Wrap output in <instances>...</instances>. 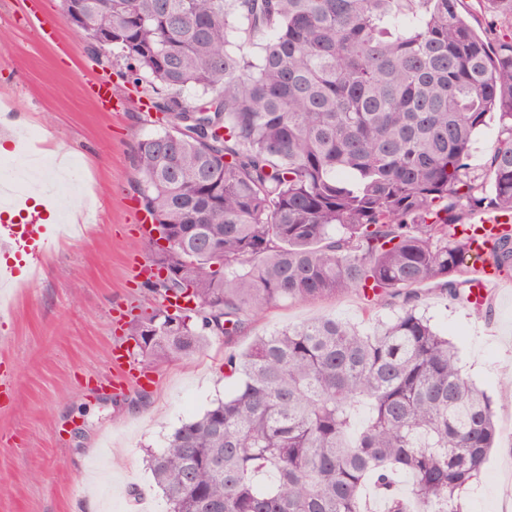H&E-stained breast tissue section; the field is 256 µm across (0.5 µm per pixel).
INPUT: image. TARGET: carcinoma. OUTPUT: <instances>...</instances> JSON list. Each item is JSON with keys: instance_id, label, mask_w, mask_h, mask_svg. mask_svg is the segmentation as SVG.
I'll return each instance as SVG.
<instances>
[{"instance_id": "obj_1", "label": "carcinoma", "mask_w": 512, "mask_h": 512, "mask_svg": "<svg viewBox=\"0 0 512 512\" xmlns=\"http://www.w3.org/2000/svg\"><path fill=\"white\" fill-rule=\"evenodd\" d=\"M458 2L85 0L89 38L112 34L162 114L135 146L138 202L169 240L152 258L168 277L145 286L189 306L133 317L142 362L229 343L280 301L399 300L365 333L321 317L229 353L232 394L146 450L168 512H460L499 434L417 287H471L461 229L512 214V0H483L481 35ZM187 86L204 101L168 94ZM483 261L512 271V230ZM499 124L496 118L488 121L475 136L471 144V153L469 163L471 165L472 175H481L488 163L490 150L499 137Z\"/></svg>"}]
</instances>
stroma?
Instances as JSON below:
<instances>
[{"label":"stroma","instance_id":"35a3bbf8","mask_svg":"<svg viewBox=\"0 0 512 512\" xmlns=\"http://www.w3.org/2000/svg\"><path fill=\"white\" fill-rule=\"evenodd\" d=\"M117 51H93L70 25L61 0H0V104L23 114L48 151L73 157L72 182L93 187V229L53 241L39 276L12 292L0 312V512H166L143 462L182 422L227 395L228 350L246 351L255 337L321 317L361 328L392 317L394 306H369L350 292L314 302L283 301L250 318L232 342L213 338L199 352L166 364L136 362L149 382L118 393L95 390L112 375V349L127 342L124 313L161 304L144 288L134 257L151 259L138 231L134 186L138 141L161 132L150 87L126 84ZM103 79L118 90L117 111L89 93ZM422 313L447 333L462 372L492 400L500 430L466 512H512V273L502 275L482 309L450 299L435 285L420 289Z\"/></svg>","mask_w":512,"mask_h":512}]
</instances>
